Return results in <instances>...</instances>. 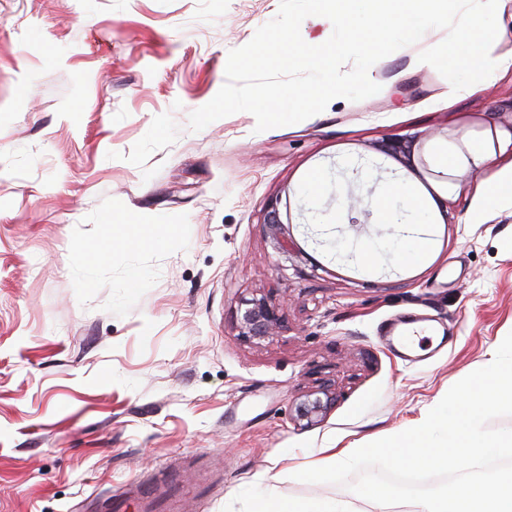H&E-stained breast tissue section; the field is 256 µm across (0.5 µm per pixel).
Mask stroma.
I'll return each instance as SVG.
<instances>
[{"label": "stroma", "mask_w": 512, "mask_h": 512, "mask_svg": "<svg viewBox=\"0 0 512 512\" xmlns=\"http://www.w3.org/2000/svg\"><path fill=\"white\" fill-rule=\"evenodd\" d=\"M278 7L0 0V512H140L128 485L167 467L184 512H248L269 493L366 512L297 468L422 424L512 332V201L489 208L477 191L512 176V132L489 127L512 67L449 94L418 60L447 35L432 29L370 68L372 97L260 133L247 112L190 131L229 51ZM414 134L421 161L376 149ZM476 148L483 166L439 161ZM397 182L439 201L394 204L428 237L424 257L402 258L400 225L380 218ZM274 196L305 278L274 269L261 224ZM363 210L368 223L349 224ZM256 294L288 330L250 345L232 314ZM416 314L447 344L421 339L429 356L414 362L386 326ZM320 375L336 405L299 427L293 404Z\"/></svg>", "instance_id": "1"}]
</instances>
